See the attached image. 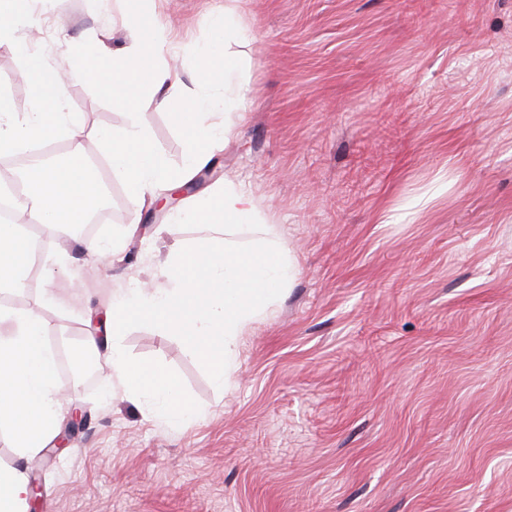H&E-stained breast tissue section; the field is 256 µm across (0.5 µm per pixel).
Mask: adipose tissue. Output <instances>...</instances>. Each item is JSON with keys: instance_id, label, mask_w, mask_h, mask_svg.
<instances>
[{"instance_id": "ef3b65f1", "label": "adipose tissue", "mask_w": 512, "mask_h": 512, "mask_svg": "<svg viewBox=\"0 0 512 512\" xmlns=\"http://www.w3.org/2000/svg\"><path fill=\"white\" fill-rule=\"evenodd\" d=\"M36 3L0 0V41H15L33 102L32 111L20 116L0 92V155L25 154L49 140L78 138L85 123L79 113L69 110L67 87L75 80L95 78L113 104L128 110L138 107L143 91L158 95L160 106L170 108L173 121L186 134L188 152L183 166L174 170L144 131L98 133L133 203H143L172 182L190 180L210 162L213 149L231 136L234 123L226 108L242 91L234 80L238 60L233 48L245 40L234 8L225 7L211 17L214 39L197 50V91L188 96L181 76L163 60L165 48L155 24L137 8H130L125 17L128 46L110 50L94 44L75 59L53 64L15 37ZM23 182L28 202L22 212L34 223L58 228L86 224L103 205L102 183L79 146L63 158L30 165ZM36 246L23 225L0 223L1 289L23 287ZM47 335L48 327L36 309L0 305V428L7 429L23 457L42 452L72 403L58 377L57 355ZM29 497L24 472L1 464L0 512H27Z\"/></svg>"}]
</instances>
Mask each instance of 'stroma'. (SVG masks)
<instances>
[{
  "label": "stroma",
  "instance_id": "1",
  "mask_svg": "<svg viewBox=\"0 0 512 512\" xmlns=\"http://www.w3.org/2000/svg\"><path fill=\"white\" fill-rule=\"evenodd\" d=\"M225 0H142L193 90L195 47ZM239 119L194 196L249 192L297 264L289 287L236 340L215 385L178 337L137 327L126 351L174 370L200 413L173 428L109 373L74 398L89 422L56 454L0 463L39 485L36 512H512V0H236ZM31 42L49 62L127 42L126 0H42ZM23 58L0 44V90L31 110ZM83 150L112 188V213L78 235L50 232L68 259L50 326L59 378L75 381L87 335L108 350L112 294L159 274L195 237L173 213L134 207L93 132L143 127L171 168L186 144L144 99L113 106L76 81ZM127 233L114 259L82 245Z\"/></svg>",
  "mask_w": 512,
  "mask_h": 512
}]
</instances>
